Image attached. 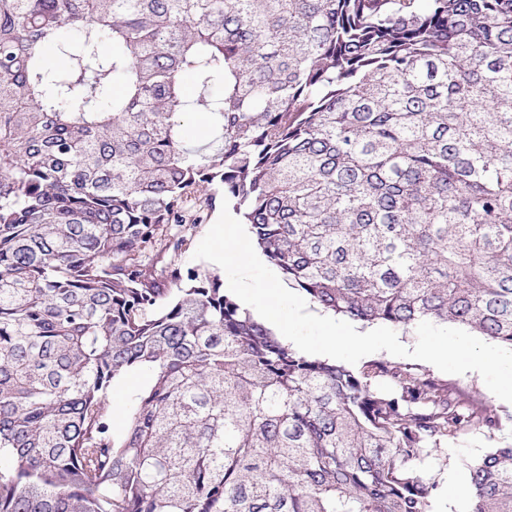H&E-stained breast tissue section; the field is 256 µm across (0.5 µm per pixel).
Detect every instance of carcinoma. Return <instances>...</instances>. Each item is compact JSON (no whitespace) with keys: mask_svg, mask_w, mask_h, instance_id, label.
<instances>
[{"mask_svg":"<svg viewBox=\"0 0 512 512\" xmlns=\"http://www.w3.org/2000/svg\"><path fill=\"white\" fill-rule=\"evenodd\" d=\"M219 195L324 310L512 350V0H0V512H432L417 462L498 430L159 265ZM468 476L512 512V446ZM150 382L151 375L146 371L140 370L128 374L114 385L109 405L112 420L118 432H121L125 425L131 395L147 387Z\"/></svg>","mask_w":512,"mask_h":512,"instance_id":"1","label":"carcinoma"}]
</instances>
